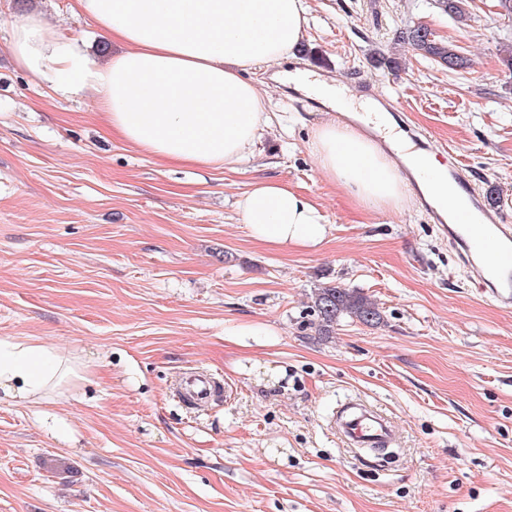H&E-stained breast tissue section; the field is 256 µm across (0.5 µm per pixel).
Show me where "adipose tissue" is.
Segmentation results:
<instances>
[{"instance_id":"adipose-tissue-1","label":"adipose tissue","mask_w":512,"mask_h":512,"mask_svg":"<svg viewBox=\"0 0 512 512\" xmlns=\"http://www.w3.org/2000/svg\"><path fill=\"white\" fill-rule=\"evenodd\" d=\"M79 14L121 52L98 59L30 11L9 23L17 64L56 93L91 94L108 127L127 144L166 164L221 168L245 158L269 123L257 67L294 56L308 26L306 0H76ZM284 85L335 114L386 127L393 150L409 157L420 191L447 194L440 159L412 150L384 113L348 97L317 74L288 73ZM359 124L326 121L310 150L323 176L368 210H403L410 187L396 163ZM251 236L277 249H312L328 226L317 207L275 180L242 199ZM84 368L73 355L29 337L0 339V400L37 404L67 396Z\"/></svg>"}]
</instances>
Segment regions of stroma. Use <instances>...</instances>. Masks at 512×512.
I'll return each mask as SVG.
<instances>
[{
    "label": "stroma",
    "mask_w": 512,
    "mask_h": 512,
    "mask_svg": "<svg viewBox=\"0 0 512 512\" xmlns=\"http://www.w3.org/2000/svg\"><path fill=\"white\" fill-rule=\"evenodd\" d=\"M307 3L292 67L392 93L512 209V17L495 0H469L462 20L432 0ZM26 10L93 55L120 49L75 0H0V339L85 365L67 400L0 402V512H512V308L474 288L421 204L378 214L327 181L309 149L326 110L263 66L271 122L252 157L161 163L112 134L91 95L60 97L17 65L6 22ZM414 25L467 66L395 45ZM391 54L398 68L379 65ZM261 179L320 209L321 245L250 236L238 208ZM330 281L384 325L347 320L320 340L310 296ZM189 369L224 395L186 406ZM348 400L394 421L395 457L331 430Z\"/></svg>",
    "instance_id": "1"
}]
</instances>
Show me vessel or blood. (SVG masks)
Masks as SVG:
<instances>
[{
    "mask_svg": "<svg viewBox=\"0 0 512 512\" xmlns=\"http://www.w3.org/2000/svg\"><path fill=\"white\" fill-rule=\"evenodd\" d=\"M448 179L456 190L449 196L447 206L429 201L425 207L455 244L462 263L470 268L482 292L500 304L511 305L512 215L486 207L459 160H450ZM222 389V381L204 371L188 373L181 382L182 396L200 408ZM337 420L338 433L350 447L381 448L396 442L395 426L378 411L350 406L339 412Z\"/></svg>",
    "mask_w": 512,
    "mask_h": 512,
    "instance_id": "b4317fda",
    "label": "vessel or blood"
}]
</instances>
